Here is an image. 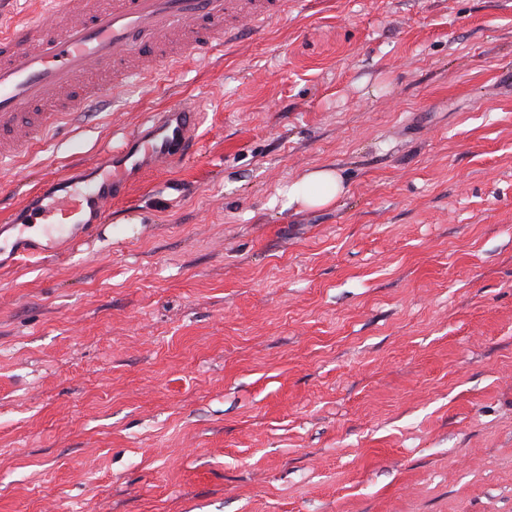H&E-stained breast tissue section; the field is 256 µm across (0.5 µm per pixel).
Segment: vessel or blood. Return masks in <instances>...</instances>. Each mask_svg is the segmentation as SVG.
Segmentation results:
<instances>
[{
	"instance_id": "b4317fda",
	"label": "vessel or blood",
	"mask_w": 512,
	"mask_h": 512,
	"mask_svg": "<svg viewBox=\"0 0 512 512\" xmlns=\"http://www.w3.org/2000/svg\"><path fill=\"white\" fill-rule=\"evenodd\" d=\"M287 14L288 0H60L0 38V161L43 144L130 80L152 88L188 55ZM204 111L197 97L173 99L93 161L43 181L0 225V254L50 259L61 243L94 238L147 172L194 158Z\"/></svg>"
}]
</instances>
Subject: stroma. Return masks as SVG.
Instances as JSON below:
<instances>
[{"label": "stroma", "mask_w": 512, "mask_h": 512, "mask_svg": "<svg viewBox=\"0 0 512 512\" xmlns=\"http://www.w3.org/2000/svg\"><path fill=\"white\" fill-rule=\"evenodd\" d=\"M185 94L192 161L0 270V512H512V0H299L0 164V225ZM346 192V186L336 169L329 166L308 171L294 179L285 193L284 209L294 206L321 209L334 203Z\"/></svg>", "instance_id": "35a3bbf8"}]
</instances>
